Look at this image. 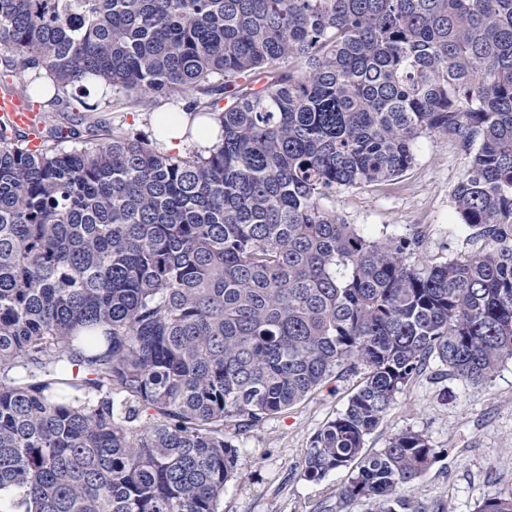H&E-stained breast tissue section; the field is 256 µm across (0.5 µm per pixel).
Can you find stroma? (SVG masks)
<instances>
[{
	"mask_svg": "<svg viewBox=\"0 0 512 512\" xmlns=\"http://www.w3.org/2000/svg\"><path fill=\"white\" fill-rule=\"evenodd\" d=\"M415 154L401 177L338 188L325 207L375 237L421 232L423 258L438 262L478 252L482 244L460 223L452 199L467 168V149L424 136ZM361 381L358 372L329 381L295 407L238 435L240 473L225 486L223 512H367L366 502H339L348 469L318 482L302 474L313 436L344 410ZM405 430L421 432L440 452L415 490L418 500L443 502L445 512H476L485 498L512 496V361L491 381L473 384L430 358L367 436L366 451L384 448Z\"/></svg>",
	"mask_w": 512,
	"mask_h": 512,
	"instance_id": "obj_1",
	"label": "stroma"
}]
</instances>
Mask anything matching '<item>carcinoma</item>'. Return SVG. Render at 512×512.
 Masks as SVG:
<instances>
[{
	"label": "carcinoma",
	"instance_id": "carcinoma-1",
	"mask_svg": "<svg viewBox=\"0 0 512 512\" xmlns=\"http://www.w3.org/2000/svg\"><path fill=\"white\" fill-rule=\"evenodd\" d=\"M0 65L28 100L95 80L220 125L176 157L0 121V512H221L232 438L359 367L303 476L444 512L413 495L423 434L364 444L430 357L471 383L512 360V0H0ZM426 134L469 150L453 204L488 248L410 264L421 232L322 200L402 176Z\"/></svg>",
	"mask_w": 512,
	"mask_h": 512
}]
</instances>
